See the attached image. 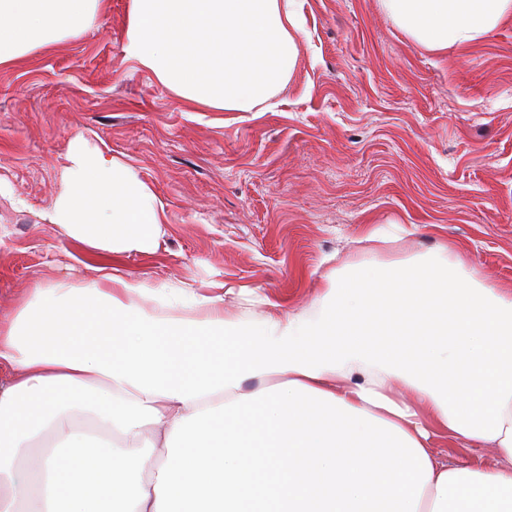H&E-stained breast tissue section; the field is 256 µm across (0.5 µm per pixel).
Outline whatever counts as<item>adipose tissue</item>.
Wrapping results in <instances>:
<instances>
[{"instance_id": "adipose-tissue-1", "label": "adipose tissue", "mask_w": 512, "mask_h": 512, "mask_svg": "<svg viewBox=\"0 0 512 512\" xmlns=\"http://www.w3.org/2000/svg\"><path fill=\"white\" fill-rule=\"evenodd\" d=\"M379 3L433 53L512 18V0ZM103 6L0 0V66ZM300 30L297 0H130L123 50L195 108L271 112ZM59 180L41 217L99 276L31 289L0 321V512H512V293L442 246L332 271L260 323L225 316L220 293L187 313L184 288L117 263L166 233L137 171L79 132ZM438 437L477 458L441 462Z\"/></svg>"}]
</instances>
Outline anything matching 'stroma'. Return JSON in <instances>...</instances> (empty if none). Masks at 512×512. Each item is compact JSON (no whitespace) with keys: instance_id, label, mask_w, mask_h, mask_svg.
I'll list each match as a JSON object with an SVG mask.
<instances>
[{"instance_id":"stroma-1","label":"stroma","mask_w":512,"mask_h":512,"mask_svg":"<svg viewBox=\"0 0 512 512\" xmlns=\"http://www.w3.org/2000/svg\"><path fill=\"white\" fill-rule=\"evenodd\" d=\"M301 55L273 112H198L126 58L129 0L95 26L0 67V319L28 289L94 280L84 247L40 213L70 137L134 167L165 205L155 252L123 271L262 320L322 276L438 245L512 291V20L443 54L378 0H299ZM385 243L366 241L375 227Z\"/></svg>"}]
</instances>
